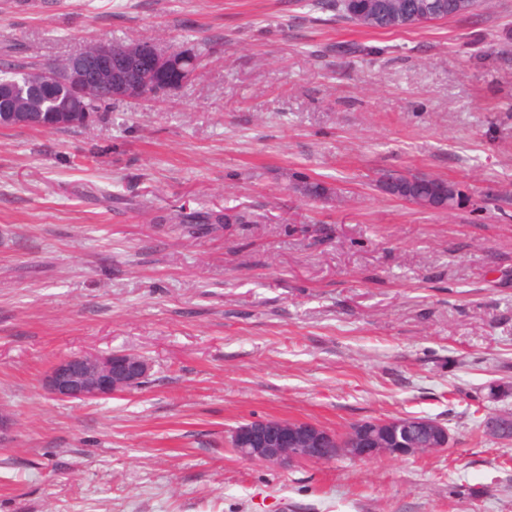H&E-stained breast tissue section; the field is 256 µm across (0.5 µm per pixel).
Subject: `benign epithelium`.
Wrapping results in <instances>:
<instances>
[{"mask_svg": "<svg viewBox=\"0 0 512 512\" xmlns=\"http://www.w3.org/2000/svg\"><path fill=\"white\" fill-rule=\"evenodd\" d=\"M119 53L114 43L99 40L93 43L91 55L79 52L62 67L49 69L43 76L68 92L67 105L48 114L22 107L4 114L0 126L84 125L88 122V100L99 95L140 99L143 85L174 65V51L148 45L137 50V80L115 81L112 66ZM150 370L148 361L134 352L73 354L57 360L42 385L59 400L90 401L138 386L148 378ZM448 442V429L427 417L374 420L340 437L309 423L254 419L236 427L230 440L231 448L240 457L281 470L303 461H330L340 455L355 459L412 456L446 448Z\"/></svg>", "mask_w": 512, "mask_h": 512, "instance_id": "obj_1", "label": "benign epithelium"}]
</instances>
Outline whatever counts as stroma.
Wrapping results in <instances>:
<instances>
[{"mask_svg": "<svg viewBox=\"0 0 512 512\" xmlns=\"http://www.w3.org/2000/svg\"><path fill=\"white\" fill-rule=\"evenodd\" d=\"M93 38L209 55L161 101L0 129V512H512V441L481 427L512 412V0L396 33L300 0H0V64ZM388 171L470 202L389 198ZM234 206L254 223L169 221ZM120 351L143 386H41ZM407 415L448 448L278 470L230 447L251 419ZM293 189L295 192H298L303 197L310 199L328 200L335 195L337 197V191L334 188L328 187L323 182L317 180H310L306 177L300 178L294 184ZM150 370L148 361L134 352L73 354L57 360L42 385L59 400L90 401L137 387Z\"/></svg>", "mask_w": 512, "mask_h": 512, "instance_id": "1", "label": "stroma"}]
</instances>
